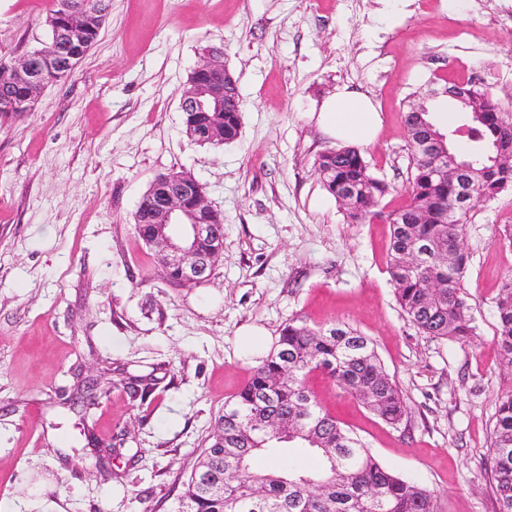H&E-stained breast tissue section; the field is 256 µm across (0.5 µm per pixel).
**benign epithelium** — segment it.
<instances>
[{
	"label": "benign epithelium",
	"instance_id": "1",
	"mask_svg": "<svg viewBox=\"0 0 512 512\" xmlns=\"http://www.w3.org/2000/svg\"><path fill=\"white\" fill-rule=\"evenodd\" d=\"M61 9L67 24L56 29L50 42L35 53L25 54L0 63V101L9 107L30 111L26 105L9 94L12 84L46 83L49 74L63 71L72 73L79 65L78 56L65 54L83 31L91 24L86 0H62ZM203 69L209 78L201 81L189 77L188 87L181 99L182 112H222L226 89L237 86L231 73L224 67L220 50L208 51ZM445 101L455 104L468 115L488 111L486 99L459 83L446 92L430 90L417 102L414 111L428 113L431 103ZM449 134L433 126L427 129L426 145L440 157L448 154ZM140 209L148 215L151 225L145 244L156 253L166 275L176 274L186 285L202 284L211 277L216 263L224 255V240L217 238L213 225L218 223L217 212L208 204L203 185L195 178L165 174L156 178L140 201ZM209 241L208 249L200 243Z\"/></svg>",
	"mask_w": 512,
	"mask_h": 512
}]
</instances>
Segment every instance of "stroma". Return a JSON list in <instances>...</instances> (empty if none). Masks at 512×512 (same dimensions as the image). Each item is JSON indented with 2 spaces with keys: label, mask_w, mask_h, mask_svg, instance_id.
I'll return each mask as SVG.
<instances>
[{
  "label": "stroma",
  "mask_w": 512,
  "mask_h": 512,
  "mask_svg": "<svg viewBox=\"0 0 512 512\" xmlns=\"http://www.w3.org/2000/svg\"><path fill=\"white\" fill-rule=\"evenodd\" d=\"M50 0H0V58L49 39ZM214 46L239 89V137L185 133L188 77ZM471 83L512 114V0H111L97 42L31 112L0 118V501L14 512H173L214 423L297 318L369 336L407 414L383 422L321 374L320 405L441 512H498L493 415L512 371L494 301L512 276V190L462 227L477 334L419 332L387 273L388 214L412 171L403 114L432 82ZM382 126L362 146L391 188L354 224L315 170L336 138L315 115L341 86ZM191 172L224 217V256L193 288L171 285L137 237L151 182ZM112 370L84 412L79 382Z\"/></svg>",
  "instance_id": "1"
}]
</instances>
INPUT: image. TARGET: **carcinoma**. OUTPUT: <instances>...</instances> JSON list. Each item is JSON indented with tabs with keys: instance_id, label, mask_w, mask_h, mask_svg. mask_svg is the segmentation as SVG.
Returning <instances> with one entry per match:
<instances>
[{
	"instance_id": "cac0c4a2",
	"label": "carcinoma",
	"mask_w": 512,
	"mask_h": 512,
	"mask_svg": "<svg viewBox=\"0 0 512 512\" xmlns=\"http://www.w3.org/2000/svg\"><path fill=\"white\" fill-rule=\"evenodd\" d=\"M94 14L93 29L73 52L89 51L104 24L100 5L110 0H86ZM185 127L215 124L213 146L235 141L241 133L237 103L223 112H186ZM413 171L407 201L389 215L391 224L387 268L396 300L418 331L437 338L465 342L476 333L469 314L463 278L468 256L461 245L464 209L461 190L470 185L485 198L512 189V151L490 159L487 153L462 155L449 145V155L428 156L423 130L415 112L404 113ZM473 129L486 144L512 142V127L493 112L473 118ZM463 162L462 180L448 178V168ZM315 167L325 190L335 199L350 191L344 205L353 222L371 220L390 192L370 171L361 151L342 147L321 153ZM425 255L410 265L418 247ZM499 319L497 340L502 362L512 371V278L495 301ZM328 375L368 411L397 426L407 408L402 392L387 374L372 340L344 324L312 328L291 320L266 359L226 403L213 434L185 483L174 512H440L438 495L383 465L366 442L323 411L308 385L314 373ZM98 382L83 385L73 401L93 405ZM273 419L276 427L259 433L253 420ZM491 476L499 512H512V386L501 393L491 434ZM236 474L215 481L229 465Z\"/></svg>"
}]
</instances>
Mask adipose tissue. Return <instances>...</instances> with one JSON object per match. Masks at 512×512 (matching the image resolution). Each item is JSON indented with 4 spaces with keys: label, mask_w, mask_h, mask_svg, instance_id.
<instances>
[{
    "label": "adipose tissue",
    "mask_w": 512,
    "mask_h": 512,
    "mask_svg": "<svg viewBox=\"0 0 512 512\" xmlns=\"http://www.w3.org/2000/svg\"><path fill=\"white\" fill-rule=\"evenodd\" d=\"M318 122L326 133L341 142L367 144L375 140L381 118L366 95L345 87L323 104Z\"/></svg>",
    "instance_id": "obj_1"
}]
</instances>
